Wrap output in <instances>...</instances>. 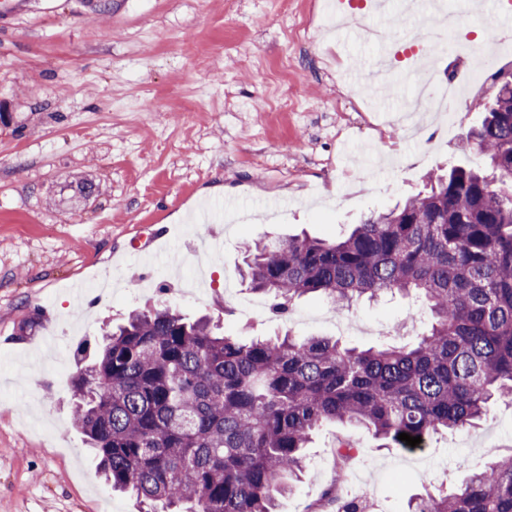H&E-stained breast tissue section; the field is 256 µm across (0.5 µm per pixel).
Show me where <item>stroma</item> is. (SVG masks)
Instances as JSON below:
<instances>
[{
    "mask_svg": "<svg viewBox=\"0 0 512 512\" xmlns=\"http://www.w3.org/2000/svg\"><path fill=\"white\" fill-rule=\"evenodd\" d=\"M327 0H10L0 10V512H142L99 478L71 425L74 351L132 310L168 305L243 340L289 334L404 345L431 326L386 295L339 311L322 297L274 317L241 276L246 243L352 224L476 157L467 104L409 134L402 71L360 111L350 67L378 51L329 33ZM512 0H443L480 45ZM307 39L289 35L308 17ZM337 52L340 63L328 58ZM95 185L93 195L82 186ZM356 444L345 489L369 512L456 490L485 450L512 454V401L417 453L327 423L278 512H307Z\"/></svg>",
    "mask_w": 512,
    "mask_h": 512,
    "instance_id": "1",
    "label": "stroma"
}]
</instances>
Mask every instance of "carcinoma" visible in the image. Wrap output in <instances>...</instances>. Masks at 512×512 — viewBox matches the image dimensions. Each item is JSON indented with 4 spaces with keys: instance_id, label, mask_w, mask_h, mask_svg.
Wrapping results in <instances>:
<instances>
[{
    "instance_id": "obj_1",
    "label": "carcinoma",
    "mask_w": 512,
    "mask_h": 512,
    "mask_svg": "<svg viewBox=\"0 0 512 512\" xmlns=\"http://www.w3.org/2000/svg\"><path fill=\"white\" fill-rule=\"evenodd\" d=\"M471 110L484 113L468 134L477 160L430 177L426 193L368 216L343 240L245 246L246 275L274 313L309 293L339 309L398 294L431 316L416 344L243 342L166 306L131 312L92 353L77 347L72 423L112 490L135 493L149 512H275L326 422L414 453L512 398V83ZM487 456L458 489L427 491L408 512H512V455ZM330 501L362 512L335 486L311 512Z\"/></svg>"
}]
</instances>
